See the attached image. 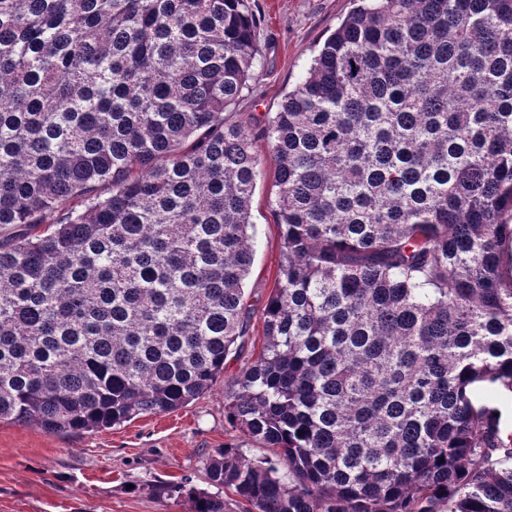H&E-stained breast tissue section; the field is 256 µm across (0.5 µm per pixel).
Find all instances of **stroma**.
Segmentation results:
<instances>
[{
	"mask_svg": "<svg viewBox=\"0 0 512 512\" xmlns=\"http://www.w3.org/2000/svg\"><path fill=\"white\" fill-rule=\"evenodd\" d=\"M351 7V0H252L263 54L251 90L235 106L243 123L264 124L306 69L315 45ZM255 151L265 176L251 206L258 248L246 285L253 311L243 350L229 355L209 392L169 414L70 434L0 423V512H188L186 499L159 494V487L183 485L220 497L223 488L208 478L216 449L236 446L251 460L270 456V449L251 441L224 415V395L262 339L261 309L280 261L281 228L270 206L274 161L266 141H256Z\"/></svg>",
	"mask_w": 512,
	"mask_h": 512,
	"instance_id": "1",
	"label": "stroma"
}]
</instances>
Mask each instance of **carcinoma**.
Segmentation results:
<instances>
[{
    "label": "carcinoma",
    "mask_w": 512,
    "mask_h": 512,
    "mask_svg": "<svg viewBox=\"0 0 512 512\" xmlns=\"http://www.w3.org/2000/svg\"><path fill=\"white\" fill-rule=\"evenodd\" d=\"M250 0H0V422L109 428L249 335ZM282 228L229 503L512 512V0H355L262 128Z\"/></svg>",
    "instance_id": "obj_1"
}]
</instances>
